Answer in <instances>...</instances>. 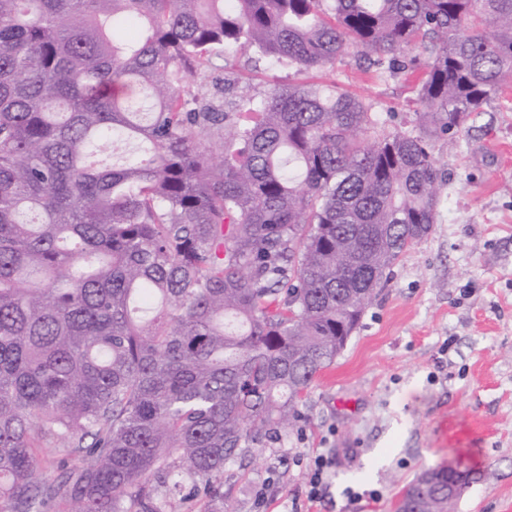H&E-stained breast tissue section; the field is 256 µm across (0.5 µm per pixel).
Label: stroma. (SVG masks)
<instances>
[{
  "instance_id": "stroma-1",
  "label": "stroma",
  "mask_w": 512,
  "mask_h": 512,
  "mask_svg": "<svg viewBox=\"0 0 512 512\" xmlns=\"http://www.w3.org/2000/svg\"><path fill=\"white\" fill-rule=\"evenodd\" d=\"M246 91L302 74L228 51ZM410 123L419 75L380 79L355 53L318 74ZM447 182L431 234L402 256L293 425L224 469L226 512H393L402 489L449 463L473 482L455 512H512V81L474 127L433 144ZM333 461L323 497L307 468ZM332 466V460L328 457L319 454L314 457L313 464L310 468L308 479V493L307 498L313 502L320 498L323 486L325 485L324 476L328 469Z\"/></svg>"
}]
</instances>
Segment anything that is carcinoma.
I'll return each instance as SVG.
<instances>
[{
    "mask_svg": "<svg viewBox=\"0 0 512 512\" xmlns=\"http://www.w3.org/2000/svg\"><path fill=\"white\" fill-rule=\"evenodd\" d=\"M226 50L420 69L419 108L398 127L334 83L240 94L231 67L193 92ZM511 78L512 0H0V512L223 498L432 232L433 142ZM401 501L452 509L418 477Z\"/></svg>",
    "mask_w": 512,
    "mask_h": 512,
    "instance_id": "obj_1",
    "label": "carcinoma"
}]
</instances>
